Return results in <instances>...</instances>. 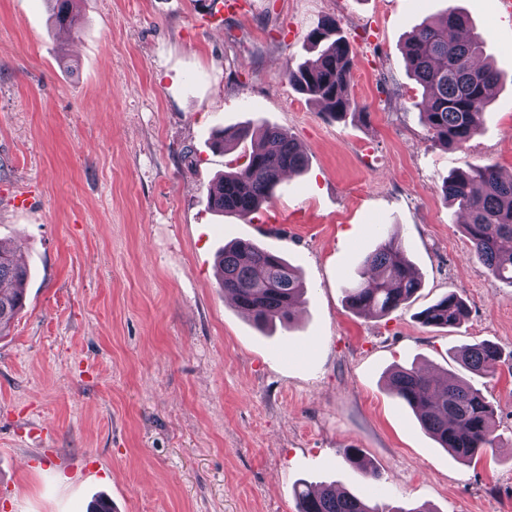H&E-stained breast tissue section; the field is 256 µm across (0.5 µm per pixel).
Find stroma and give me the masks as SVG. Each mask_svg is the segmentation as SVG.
I'll return each mask as SVG.
<instances>
[{
	"instance_id": "stroma-1",
	"label": "stroma",
	"mask_w": 512,
	"mask_h": 512,
	"mask_svg": "<svg viewBox=\"0 0 512 512\" xmlns=\"http://www.w3.org/2000/svg\"><path fill=\"white\" fill-rule=\"evenodd\" d=\"M204 0H0V246L29 270L0 336V512H297L299 481L378 505L512 512V374L452 356L512 354V287L474 258L449 173L512 174V12L501 0H246L212 26ZM459 8L500 80L466 147L431 142L404 44ZM354 53L345 118L288 83L317 22ZM250 125L234 150L215 134ZM307 157L253 221L209 207L264 126ZM395 233L422 280L390 315L361 317L345 290ZM234 238L279 253L306 289L290 327L259 329L218 284ZM459 327L424 326L449 293ZM458 374L491 403L496 457L441 448L386 389L396 365ZM361 449L374 482L346 463ZM458 359L467 370L475 374L492 373L501 364H505L502 353L485 342L463 347L458 351Z\"/></svg>"
}]
</instances>
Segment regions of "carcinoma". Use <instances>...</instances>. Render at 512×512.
Here are the masks:
<instances>
[{
	"label": "carcinoma",
	"instance_id": "carcinoma-1",
	"mask_svg": "<svg viewBox=\"0 0 512 512\" xmlns=\"http://www.w3.org/2000/svg\"><path fill=\"white\" fill-rule=\"evenodd\" d=\"M72 0H53L58 25H75ZM467 27L453 9L423 22L405 44L408 71L423 89L422 120L431 141L447 149L465 147L480 131L479 117L498 81L497 71L481 61L484 38L470 32L461 39L449 31ZM335 39L317 54L295 66L287 65L288 82L315 98L336 119L353 107L350 93L351 55L340 22L328 18L311 31L319 46ZM305 157L293 139L276 127L262 132L261 143L243 155L233 173L224 175L210 191L213 211L252 219L274 194L281 175L304 167ZM444 198L468 215L463 225L475 257L500 281L512 285V178L506 180L494 165H470L452 171L442 186ZM220 285L235 305L259 326L276 320L291 322L295 304L304 293L295 270L280 255L258 244L236 239L218 255ZM27 270L13 252L0 246V334L23 307ZM420 288V279L393 234L379 235V243L362 262L360 279L346 289L347 307L356 315L386 316L407 303ZM466 315L465 300L454 293L441 297L420 313L422 323L454 328ZM463 366L487 374L505 363L502 353L485 342L458 351ZM391 395L410 407L426 434L455 457L471 462L500 447L494 410L480 389L465 380L446 376L439 383L429 372L397 365L387 375ZM344 461L378 481L380 472L358 448L343 450ZM299 512H429L426 508L378 507L370 500L336 488L300 483L294 487Z\"/></svg>",
	"mask_w": 512,
	"mask_h": 512
}]
</instances>
